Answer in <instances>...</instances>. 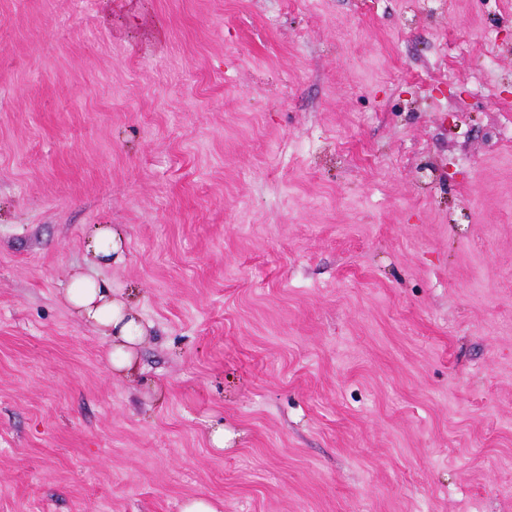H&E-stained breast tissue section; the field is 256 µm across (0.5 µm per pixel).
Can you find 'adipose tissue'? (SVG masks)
Here are the masks:
<instances>
[{"label": "adipose tissue", "instance_id": "adipose-tissue-1", "mask_svg": "<svg viewBox=\"0 0 512 512\" xmlns=\"http://www.w3.org/2000/svg\"><path fill=\"white\" fill-rule=\"evenodd\" d=\"M63 298L81 321L95 326L108 341L107 360L120 376L140 373L135 348L144 337V329L132 307L114 299L111 287L89 274H78L67 282Z\"/></svg>", "mask_w": 512, "mask_h": 512}]
</instances>
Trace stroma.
<instances>
[{
	"label": "stroma",
	"instance_id": "stroma-1",
	"mask_svg": "<svg viewBox=\"0 0 512 512\" xmlns=\"http://www.w3.org/2000/svg\"><path fill=\"white\" fill-rule=\"evenodd\" d=\"M199 495L512 512V0H0V512ZM123 238L113 229L96 227L87 238V248L97 265H110L120 259ZM63 298L81 321L95 326L108 341L107 360L120 376L140 373L135 348L145 336L133 308L113 299L112 288L89 274H77L63 288Z\"/></svg>",
	"mask_w": 512,
	"mask_h": 512
}]
</instances>
